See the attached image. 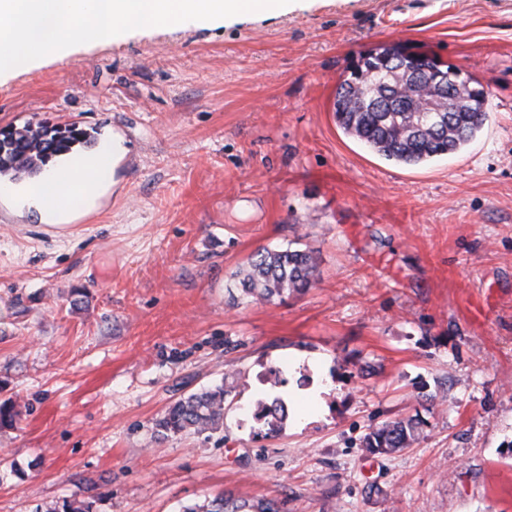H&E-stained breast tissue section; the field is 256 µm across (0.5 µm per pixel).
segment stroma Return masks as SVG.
I'll return each instance as SVG.
<instances>
[{
  "instance_id": "obj_1",
  "label": "stroma",
  "mask_w": 512,
  "mask_h": 512,
  "mask_svg": "<svg viewBox=\"0 0 512 512\" xmlns=\"http://www.w3.org/2000/svg\"><path fill=\"white\" fill-rule=\"evenodd\" d=\"M396 40L490 85L461 152L395 164L339 129L347 62ZM78 124L129 149L69 224L0 206V512L78 494L181 512L227 490L288 512H512V0H300L133 33L0 78V129ZM299 240L317 283L232 299L259 248ZM288 370L267 435L239 406L165 439L180 397ZM413 418V447L368 427ZM420 422L413 418L391 420L369 427L361 438V448L372 455H386L409 448L419 439Z\"/></svg>"
}]
</instances>
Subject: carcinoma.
<instances>
[{
    "instance_id": "cac0c4a2",
    "label": "carcinoma",
    "mask_w": 512,
    "mask_h": 512,
    "mask_svg": "<svg viewBox=\"0 0 512 512\" xmlns=\"http://www.w3.org/2000/svg\"><path fill=\"white\" fill-rule=\"evenodd\" d=\"M490 84L471 77L438 57L416 50L408 41L372 48L348 61L336 88V124L381 157L416 165L447 156L469 144L488 119ZM13 148L0 154V176L13 179L38 172L55 154L79 143L90 133L76 123L63 127L26 124L13 129ZM312 252L292 246L262 248L234 274L237 290L249 303H272L301 293L316 282ZM231 374L218 383L172 403L154 420V434L204 435L221 429L224 410L233 404ZM283 400L265 403L262 418L274 433L282 429ZM19 420L14 401H0V429ZM420 422L413 418L386 421L368 428L361 447L386 455L410 447L419 439ZM48 512H96L94 502L75 496L57 502ZM181 512H287L285 502L222 492Z\"/></svg>"
}]
</instances>
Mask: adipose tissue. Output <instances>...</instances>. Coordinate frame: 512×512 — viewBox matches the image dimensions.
<instances>
[{
  "label": "adipose tissue",
  "mask_w": 512,
  "mask_h": 512,
  "mask_svg": "<svg viewBox=\"0 0 512 512\" xmlns=\"http://www.w3.org/2000/svg\"><path fill=\"white\" fill-rule=\"evenodd\" d=\"M125 153L115 139L56 157L38 177L0 180V203L37 212L47 224L70 223L74 215L96 207Z\"/></svg>",
  "instance_id": "adipose-tissue-1"
}]
</instances>
